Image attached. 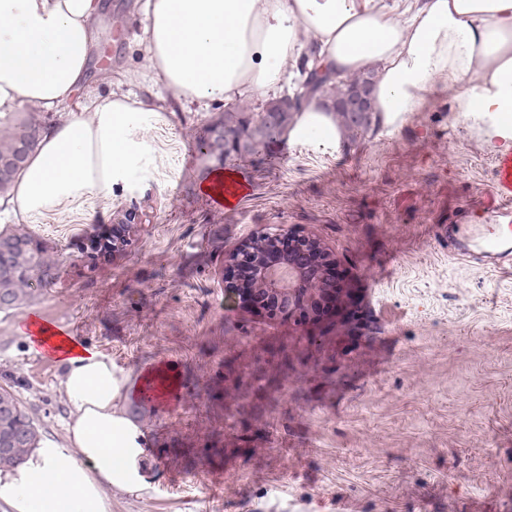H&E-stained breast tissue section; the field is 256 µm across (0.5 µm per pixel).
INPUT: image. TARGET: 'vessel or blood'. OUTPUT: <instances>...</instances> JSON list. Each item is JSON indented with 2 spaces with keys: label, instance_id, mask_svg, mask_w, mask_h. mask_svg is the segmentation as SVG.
I'll use <instances>...</instances> for the list:
<instances>
[{
  "label": "vessel or blood",
  "instance_id": "vessel-or-blood-1",
  "mask_svg": "<svg viewBox=\"0 0 512 512\" xmlns=\"http://www.w3.org/2000/svg\"><path fill=\"white\" fill-rule=\"evenodd\" d=\"M491 186L485 196L484 208L491 224H441L432 227L429 235L447 250L450 257L468 265L491 271L512 270V153L493 155L490 162ZM233 168H225L223 176L207 180L201 194L218 210L237 211L251 195L248 181L234 178ZM31 333L43 337L42 352L46 361H53L67 330L33 313ZM140 388L131 392L132 404L164 413L173 409L186 388L178 361L160 357L136 372Z\"/></svg>",
  "mask_w": 512,
  "mask_h": 512
}]
</instances>
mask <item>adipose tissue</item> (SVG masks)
Listing matches in <instances>:
<instances>
[{
	"label": "adipose tissue",
	"mask_w": 512,
	"mask_h": 512,
	"mask_svg": "<svg viewBox=\"0 0 512 512\" xmlns=\"http://www.w3.org/2000/svg\"><path fill=\"white\" fill-rule=\"evenodd\" d=\"M141 63L120 89L80 102L103 0H0V119L34 107L59 115L27 155L0 212L26 222L93 198L131 194L154 165L151 133L168 121L165 92L198 111L299 100L287 143L339 150L343 134L311 74L373 72L375 128L390 135L427 103L485 128L490 152L512 150V0H138ZM59 358L69 407L64 442L46 438L0 472L11 512H109L107 490L147 479L145 437L128 410L132 374L68 336Z\"/></svg>",
	"instance_id": "1"
}]
</instances>
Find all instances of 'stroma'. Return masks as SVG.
I'll return each instance as SVG.
<instances>
[{"mask_svg":"<svg viewBox=\"0 0 512 512\" xmlns=\"http://www.w3.org/2000/svg\"><path fill=\"white\" fill-rule=\"evenodd\" d=\"M98 69L106 95L140 63L134 0H112ZM155 167L133 194L95 198L7 230L56 262L30 307L0 311V387L41 436L61 441L69 409L59 364L42 366L16 326L28 311L77 325L132 371L163 354L187 381L176 411L136 422L159 455L146 488L113 486L110 512H512V275L448 257L432 224L486 216L482 129L431 100L390 136L341 151L313 144L231 157L254 192L241 211L199 194V143L224 112L169 98ZM142 221L119 255L90 239L121 212ZM299 228L335 252L362 316L298 326L226 304L228 252L265 226Z\"/></svg>","mask_w":512,"mask_h":512,"instance_id":"stroma-1","label":"stroma"}]
</instances>
